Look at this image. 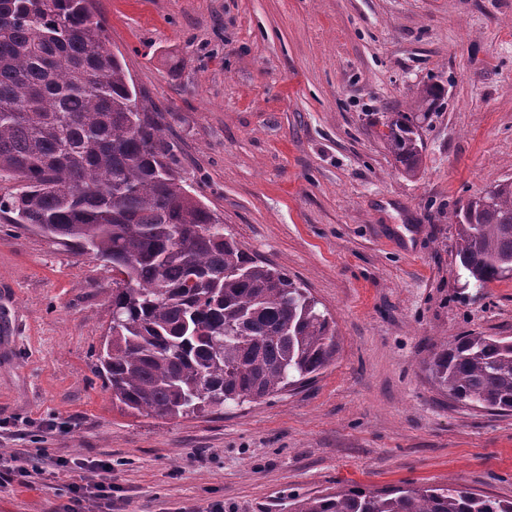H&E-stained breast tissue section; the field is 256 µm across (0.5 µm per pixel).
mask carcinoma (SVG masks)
Instances as JSON below:
<instances>
[{
  "label": "carcinoma",
  "mask_w": 512,
  "mask_h": 512,
  "mask_svg": "<svg viewBox=\"0 0 512 512\" xmlns=\"http://www.w3.org/2000/svg\"><path fill=\"white\" fill-rule=\"evenodd\" d=\"M439 95L424 87L417 109ZM122 57L93 0H0V173L18 191L0 211L112 269V325L99 374L112 405L177 418L273 396L314 377L336 354L327 313L288 274L250 257L186 188L177 145ZM380 141L405 174L424 144L401 112ZM466 283L504 279L512 259V181L454 212ZM437 387L466 407L512 414V339L440 342L427 362ZM292 512H512V501L460 485L340 490Z\"/></svg>",
  "instance_id": "cac0c4a2"
}]
</instances>
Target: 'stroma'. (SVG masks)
Instances as JSON below:
<instances>
[{
    "label": "stroma",
    "mask_w": 512,
    "mask_h": 512,
    "mask_svg": "<svg viewBox=\"0 0 512 512\" xmlns=\"http://www.w3.org/2000/svg\"><path fill=\"white\" fill-rule=\"evenodd\" d=\"M166 115L190 191L335 324L334 360L257 402L176 419L113 408L93 366L112 271L0 213V512H59L112 464L122 512H289L355 488L512 499V415L456 403L436 343L512 336V278L466 286L453 211L512 180V0H95ZM423 165L375 132L416 94ZM40 469L33 485L21 468Z\"/></svg>",
    "instance_id": "obj_1"
}]
</instances>
